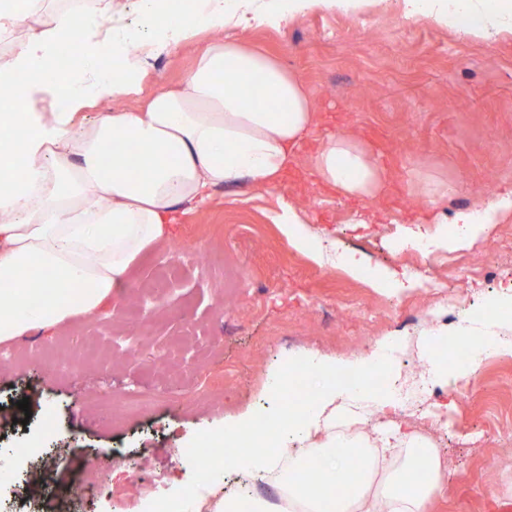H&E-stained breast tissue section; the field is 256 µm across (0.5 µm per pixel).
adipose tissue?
I'll list each match as a JSON object with an SVG mask.
<instances>
[{"mask_svg": "<svg viewBox=\"0 0 512 512\" xmlns=\"http://www.w3.org/2000/svg\"><path fill=\"white\" fill-rule=\"evenodd\" d=\"M412 14L462 29L475 40L512 30V0H404ZM362 0H143L138 28L113 26L112 0L90 8L51 9L46 0H0V36L33 19L24 38L0 62V340L55 327L97 310L127 286L131 264L163 240L183 203L204 204L211 189L248 177L279 184L301 145L317 139L308 167L322 185L348 196H379L389 168L360 139L315 137L319 124L303 84L272 58L221 38L225 24L280 28L294 16L356 10ZM203 30L216 37L199 48L184 84L156 94L138 110L103 113L74 128L86 102L130 94L146 71L151 48L174 51ZM78 41V61L44 80L62 48ZM108 56L120 63L96 69ZM258 86L262 104H247L239 89ZM63 94L67 109L43 112L38 103ZM277 112H269L268 104ZM512 213V193L479 212L459 214L454 235L436 232L432 248L453 250L486 236L500 215ZM298 367L321 380L281 415L289 446L268 443L254 419L225 429L223 459L209 478L234 471L242 479L279 482V503L255 497L251 512H430L441 493L444 467L436 449L398 431L375 440L337 433L354 418L353 402L385 411L391 395L370 383L348 392L336 383V363L307 353ZM318 460L319 475L307 463Z\"/></svg>", "mask_w": 512, "mask_h": 512, "instance_id": "adipose-tissue-1", "label": "adipose tissue"}]
</instances>
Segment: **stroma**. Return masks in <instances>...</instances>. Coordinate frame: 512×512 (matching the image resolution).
I'll use <instances>...</instances> for the list:
<instances>
[{"label":"stroma","mask_w":512,"mask_h":512,"mask_svg":"<svg viewBox=\"0 0 512 512\" xmlns=\"http://www.w3.org/2000/svg\"><path fill=\"white\" fill-rule=\"evenodd\" d=\"M249 49L274 57L295 74L320 115L319 133L346 134L373 146L390 168L387 196H346L318 184L305 158L271 188L248 178L212 191L206 203L176 211L164 242L131 265L124 293L98 310L53 328L0 341V414L30 402L27 424L0 428V512H42L19 487L47 477L58 512H147L149 489L133 482L136 464L149 466L152 488L176 494L193 485L206 505L223 485L202 479L180 451L206 431L283 407L270 387L285 360L308 350L356 367L378 341L408 336L393 353L384 384L416 380L428 392L412 409L380 415L437 448L445 482L432 512H512V355L484 360L475 379L446 385L429 374L430 356H447L455 329L444 295L459 314L512 291V214L493 225L482 249L435 252L425 262L404 248L408 223L428 205L410 171L448 185L437 212L448 218L480 208L489 192L512 188V32L478 42L420 15L403 0H370L358 11L314 10L286 28L250 30ZM197 44L149 61L137 91L98 100L74 115L82 126L100 113L143 106L182 82ZM292 205L304 222L308 249L295 247L276 217ZM352 256L370 269L396 272L402 290L375 288L351 274ZM247 273L242 286L224 285V268ZM177 273L152 293L163 267ZM172 362H165L167 353ZM236 378L216 406L200 408L225 367ZM133 402L116 415L113 402ZM448 406V420L430 429L428 405ZM108 459V499L75 500L79 476Z\"/></svg>","instance_id":"stroma-1"}]
</instances>
